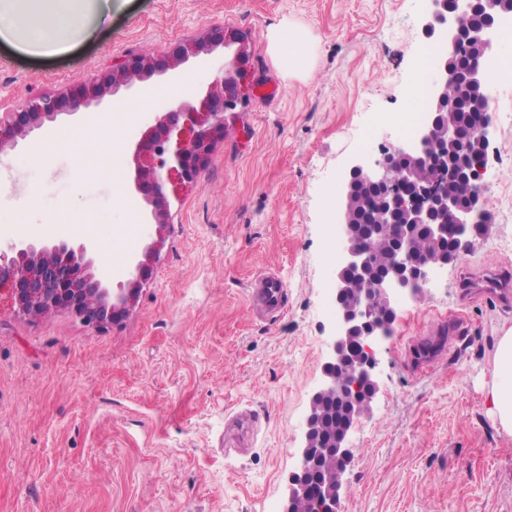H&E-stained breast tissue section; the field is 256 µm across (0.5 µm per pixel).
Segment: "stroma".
<instances>
[{"mask_svg": "<svg viewBox=\"0 0 512 512\" xmlns=\"http://www.w3.org/2000/svg\"><path fill=\"white\" fill-rule=\"evenodd\" d=\"M428 10V0H112L111 22L70 54L0 45V113L37 91L79 87L112 59L159 58L222 26L252 52L250 100L173 209L135 307L105 330L64 310L38 320L0 311V512H282L334 318L336 184L364 149L402 144L394 118L413 109ZM286 25L314 39L305 76L269 50ZM235 52L199 55L98 109L118 98L138 106L119 132L132 149L143 120L168 109L160 91L186 78L205 89ZM84 118L60 115L9 152L40 202L0 203V247L89 239L116 284L129 251L115 243L142 248L151 225L98 193L62 148H50L61 181L30 157ZM488 151L490 230L398 309L380 390L349 435L356 461L341 512H512V436L487 415L483 392L512 304L460 281L465 270L512 277L511 124H491ZM270 270L286 285L284 308L260 320L250 286ZM446 319L461 334L409 363L411 340ZM239 410L257 429L238 451L228 425Z\"/></svg>", "mask_w": 512, "mask_h": 512, "instance_id": "obj_1", "label": "stroma"}]
</instances>
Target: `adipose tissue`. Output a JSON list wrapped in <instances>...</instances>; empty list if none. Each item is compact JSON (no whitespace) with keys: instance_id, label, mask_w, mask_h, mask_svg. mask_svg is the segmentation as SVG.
Segmentation results:
<instances>
[{"instance_id":"adipose-tissue-1","label":"adipose tissue","mask_w":512,"mask_h":512,"mask_svg":"<svg viewBox=\"0 0 512 512\" xmlns=\"http://www.w3.org/2000/svg\"><path fill=\"white\" fill-rule=\"evenodd\" d=\"M111 10L112 0H0V41L32 55L63 54L79 40L90 37ZM308 43L305 32L290 37L285 31L277 30L270 48L285 70L301 73L312 64ZM134 117V105L121 101L110 112L88 117L78 127L56 131L53 139L70 151L76 166L95 170L99 189L120 199L124 196L122 185L109 177L101 143L113 127L126 124ZM485 404L500 430L511 436L512 326H502L496 338L489 380L485 384Z\"/></svg>"}]
</instances>
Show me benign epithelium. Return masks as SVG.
Instances as JSON below:
<instances>
[{
  "mask_svg": "<svg viewBox=\"0 0 512 512\" xmlns=\"http://www.w3.org/2000/svg\"><path fill=\"white\" fill-rule=\"evenodd\" d=\"M430 2L423 34L443 48L435 63L431 90L434 110L423 114L412 140L373 160L355 157L336 184L342 220L337 227L335 324L329 336L322 381L310 398L298 447V465L289 477L283 512H293L294 502L306 498L315 499L319 512H340L346 475L354 463L349 434L371 409L379 389V347L393 335L394 322L381 318L378 305L397 311L402 297L415 295L436 271L454 262L488 227L482 193L484 167L480 159L469 154V149L474 140L488 146L489 121L467 129L459 126L453 117L448 89L456 79L452 62L466 54L471 56L467 78L485 87L494 51L492 35L501 18L512 10L501 7L500 0ZM476 13L483 15L480 27L470 24ZM243 41L237 30L222 28L204 42L174 46L164 58L139 55L114 59L108 70L71 94L36 93L16 111L0 113V155L65 112H80L108 93L115 96L121 89L131 87L136 79L144 82L204 51ZM248 62L247 50L240 49L203 93L192 101L174 105L142 130L131 152L132 192L148 208L155 237L133 260V273L126 283L112 287L97 263L96 247L90 242L23 243L11 246L7 252L0 250V300H7L15 314L31 319L66 310L92 328H106L134 307L165 245L172 202L197 185L215 144L224 139L225 114L249 101L243 89ZM440 136L459 149L458 163L428 154L430 145ZM424 166L431 169V174L420 180L418 170ZM360 181L384 187L375 205L384 215L381 227L395 246L389 255L388 273L380 279L368 276L372 251L352 230V195ZM451 182L467 185L464 199L448 192ZM413 183L417 188L415 196L407 194ZM421 226L427 227L439 243L451 240L450 252L435 257L418 254L415 241ZM354 336L360 342L361 354L351 368L354 380L343 385L336 367L342 361L345 344ZM323 395L351 400L356 409L334 446L314 448V406Z\"/></svg>",
  "mask_w": 512,
  "mask_h": 512,
  "instance_id": "7a95c632",
  "label": "benign epithelium"
}]
</instances>
